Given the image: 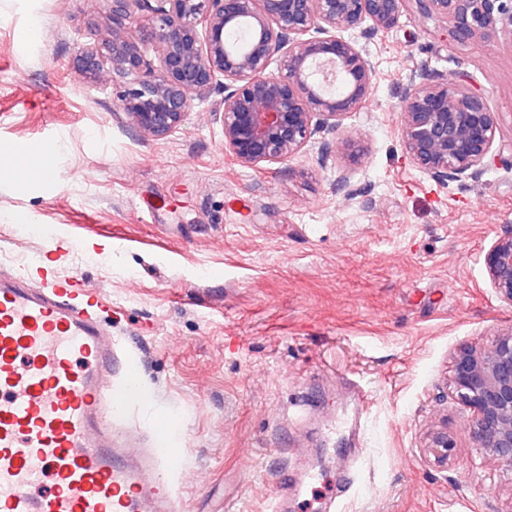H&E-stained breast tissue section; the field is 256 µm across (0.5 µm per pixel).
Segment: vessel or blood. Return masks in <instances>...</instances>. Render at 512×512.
<instances>
[{
	"label": "vessel or blood",
	"instance_id": "obj_1",
	"mask_svg": "<svg viewBox=\"0 0 512 512\" xmlns=\"http://www.w3.org/2000/svg\"><path fill=\"white\" fill-rule=\"evenodd\" d=\"M47 139L22 148L17 194L37 179ZM112 304L80 278L36 264L0 271V512H178L170 425L129 422L141 366L112 334ZM303 484L281 472L271 512Z\"/></svg>",
	"mask_w": 512,
	"mask_h": 512
}]
</instances>
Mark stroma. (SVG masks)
I'll list each match as a JSON object with an SVG mask.
<instances>
[{
	"mask_svg": "<svg viewBox=\"0 0 512 512\" xmlns=\"http://www.w3.org/2000/svg\"><path fill=\"white\" fill-rule=\"evenodd\" d=\"M111 27L101 0H0V160L51 134L64 173L18 196L0 172V267L48 259L111 302L153 393L137 423L180 425L179 512H270L297 457L312 482L294 512H315L356 439L358 485L336 512H512V478L470 447L447 384L458 345L512 328L483 265L512 229V39L459 43L407 8L358 41L374 91L339 134L366 146L361 162L313 147L257 169L224 151L220 78L165 139L136 133L110 68L73 62L74 41ZM423 65L474 84L498 115L477 175L438 181L407 154L393 87ZM349 379L369 395L355 437ZM440 427L460 447L445 468L425 450Z\"/></svg>",
	"mask_w": 512,
	"mask_h": 512,
	"instance_id": "1",
	"label": "stroma"
}]
</instances>
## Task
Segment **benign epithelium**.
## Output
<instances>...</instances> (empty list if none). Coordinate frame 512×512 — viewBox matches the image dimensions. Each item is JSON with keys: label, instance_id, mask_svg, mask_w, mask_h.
<instances>
[{"label": "benign epithelium", "instance_id": "obj_1", "mask_svg": "<svg viewBox=\"0 0 512 512\" xmlns=\"http://www.w3.org/2000/svg\"><path fill=\"white\" fill-rule=\"evenodd\" d=\"M410 1L424 16L449 20L457 42L512 38V0H105L111 34L93 46L77 41L73 50L88 74L112 64V77L125 82L115 108L144 136L160 139L180 127L222 75L215 111L235 160L256 167L317 144L321 157L336 150L356 165L365 146L336 138L349 114L367 108L373 89L374 69L354 33L390 32ZM141 8L150 15L134 33L133 11ZM242 28L245 45L231 44L229 34ZM275 58L280 68L270 73ZM396 92L414 165L440 181L477 174L498 131L485 94L427 67ZM483 263L493 292L511 307L512 231L490 245ZM452 359L450 385L471 414L472 447L512 473V328L488 348H457ZM427 450L446 465L457 442L440 430Z\"/></svg>", "mask_w": 512, "mask_h": 512}]
</instances>
